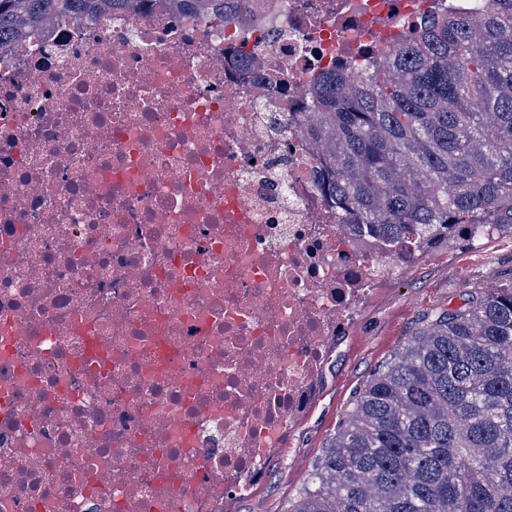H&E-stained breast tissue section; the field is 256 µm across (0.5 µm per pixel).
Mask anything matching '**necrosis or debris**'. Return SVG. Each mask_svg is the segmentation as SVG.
<instances>
[{
    "mask_svg": "<svg viewBox=\"0 0 512 512\" xmlns=\"http://www.w3.org/2000/svg\"><path fill=\"white\" fill-rule=\"evenodd\" d=\"M451 0L61 14L0 53V512H224L411 260L300 128Z\"/></svg>",
    "mask_w": 512,
    "mask_h": 512,
    "instance_id": "4bbe7bcc",
    "label": "necrosis or debris"
}]
</instances>
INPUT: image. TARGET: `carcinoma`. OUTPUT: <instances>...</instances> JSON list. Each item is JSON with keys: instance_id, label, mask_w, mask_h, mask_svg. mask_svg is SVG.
Here are the masks:
<instances>
[{"instance_id": "obj_1", "label": "carcinoma", "mask_w": 512, "mask_h": 512, "mask_svg": "<svg viewBox=\"0 0 512 512\" xmlns=\"http://www.w3.org/2000/svg\"><path fill=\"white\" fill-rule=\"evenodd\" d=\"M133 0H0V48ZM250 0H174L245 15ZM302 126L345 224L427 252L512 232V0H459L364 74L327 72ZM286 512H512V278L432 311L366 380Z\"/></svg>"}]
</instances>
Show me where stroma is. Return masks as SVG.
I'll list each match as a JSON object with an SVG mask.
<instances>
[{"mask_svg":"<svg viewBox=\"0 0 512 512\" xmlns=\"http://www.w3.org/2000/svg\"><path fill=\"white\" fill-rule=\"evenodd\" d=\"M510 272L512 235L507 233L417 256L359 308L309 413L288 432L251 492L225 498L224 512H285L363 382L421 327L424 316L436 307L463 306L474 289L498 284Z\"/></svg>","mask_w":512,"mask_h":512,"instance_id":"35a3bbf8","label":"stroma"}]
</instances>
